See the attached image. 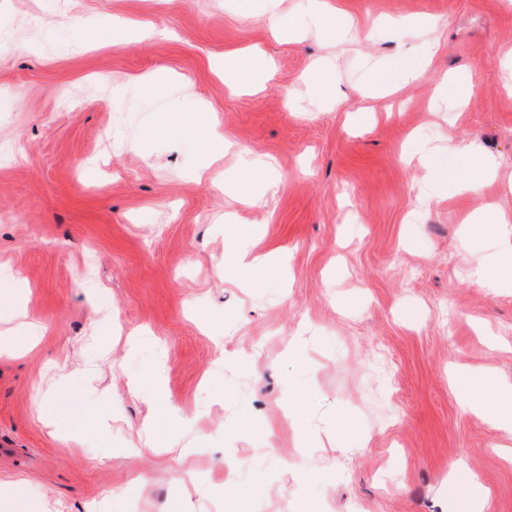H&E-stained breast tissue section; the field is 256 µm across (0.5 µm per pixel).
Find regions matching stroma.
<instances>
[{
    "label": "stroma",
    "instance_id": "stroma-1",
    "mask_svg": "<svg viewBox=\"0 0 512 512\" xmlns=\"http://www.w3.org/2000/svg\"><path fill=\"white\" fill-rule=\"evenodd\" d=\"M269 5L0 0V283L45 328L0 357V512H451L459 461L512 512L451 381L512 384V0H319L332 36ZM466 169L464 179L455 182L458 191L477 190L490 176L486 164L477 152H471L466 157ZM234 262L249 270L250 282L254 285L262 284L272 267L265 257L251 256L248 251H238L234 256Z\"/></svg>",
    "mask_w": 512,
    "mask_h": 512
}]
</instances>
